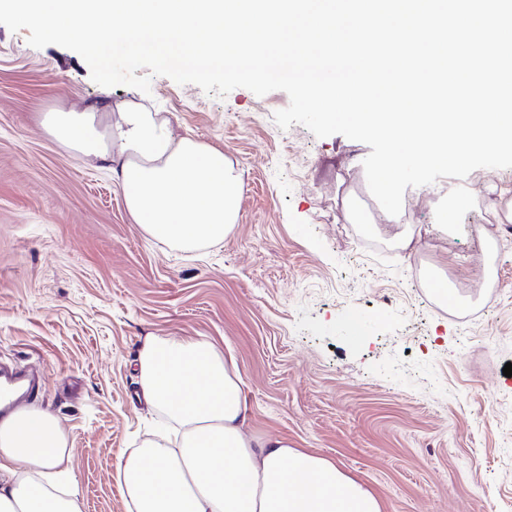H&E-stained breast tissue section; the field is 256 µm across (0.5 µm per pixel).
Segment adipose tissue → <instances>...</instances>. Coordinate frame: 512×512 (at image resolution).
<instances>
[{
    "label": "adipose tissue",
    "mask_w": 512,
    "mask_h": 512,
    "mask_svg": "<svg viewBox=\"0 0 512 512\" xmlns=\"http://www.w3.org/2000/svg\"><path fill=\"white\" fill-rule=\"evenodd\" d=\"M47 132L107 163L128 214L152 239L192 249L234 224L241 178L223 150L178 134L168 118L131 103L106 125L53 112ZM144 397L182 429L178 447L145 441L118 466L128 512H381L376 494L336 464L245 430L240 372L211 344L147 339L137 358ZM66 441L52 417L24 409L0 422V512H80Z\"/></svg>",
    "instance_id": "adipose-tissue-1"
}]
</instances>
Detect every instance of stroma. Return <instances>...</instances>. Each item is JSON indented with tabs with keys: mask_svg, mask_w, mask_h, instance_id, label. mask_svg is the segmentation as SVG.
Wrapping results in <instances>:
<instances>
[{
	"mask_svg": "<svg viewBox=\"0 0 512 512\" xmlns=\"http://www.w3.org/2000/svg\"><path fill=\"white\" fill-rule=\"evenodd\" d=\"M28 35L0 25V363L44 374L81 512H126L116 467L165 422L135 373L149 336L231 356L248 432L332 460L382 512H512V168L407 188L395 221L369 211L367 246L350 212L369 146L279 129L284 91L107 88ZM124 101L223 148L242 180L224 240L149 239L108 169L41 125ZM430 270L475 317L423 287Z\"/></svg>",
	"mask_w": 512,
	"mask_h": 512,
	"instance_id": "1",
	"label": "stroma"
}]
</instances>
